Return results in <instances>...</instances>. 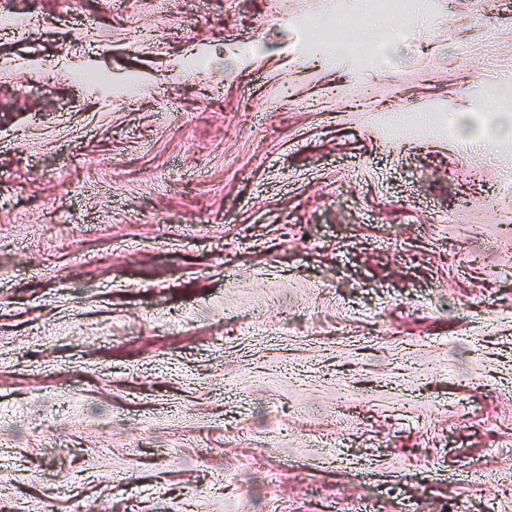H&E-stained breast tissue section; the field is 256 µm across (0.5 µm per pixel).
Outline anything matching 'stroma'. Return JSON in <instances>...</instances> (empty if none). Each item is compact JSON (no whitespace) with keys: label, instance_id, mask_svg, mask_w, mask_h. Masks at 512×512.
Wrapping results in <instances>:
<instances>
[{"label":"stroma","instance_id":"obj_1","mask_svg":"<svg viewBox=\"0 0 512 512\" xmlns=\"http://www.w3.org/2000/svg\"><path fill=\"white\" fill-rule=\"evenodd\" d=\"M324 2L0 0V512H512V0Z\"/></svg>","mask_w":512,"mask_h":512}]
</instances>
